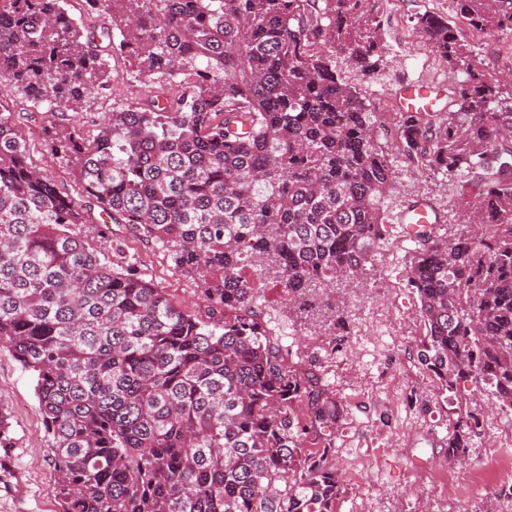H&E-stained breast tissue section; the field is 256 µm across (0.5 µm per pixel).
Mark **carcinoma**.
I'll return each instance as SVG.
<instances>
[{
    "label": "carcinoma",
    "mask_w": 512,
    "mask_h": 512,
    "mask_svg": "<svg viewBox=\"0 0 512 512\" xmlns=\"http://www.w3.org/2000/svg\"><path fill=\"white\" fill-rule=\"evenodd\" d=\"M129 72L155 85L84 138L54 123L81 198L33 168L0 112V351L35 379L59 512H334L344 405L268 336L261 300L323 336L339 288L386 239L392 172L375 115L336 73L381 75L385 0H96ZM67 0H0V84L62 118L112 78ZM477 32L512 31V0H448ZM467 81L448 111L398 131L430 170L463 173L461 223L419 233L408 269L417 359L512 413V103L447 20L416 17ZM197 278L198 316L72 233L105 219ZM448 459L480 419L458 407Z\"/></svg>",
    "instance_id": "carcinoma-1"
}]
</instances>
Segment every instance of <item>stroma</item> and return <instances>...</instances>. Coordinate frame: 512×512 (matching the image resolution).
I'll list each match as a JSON object with an SVG mask.
<instances>
[{"label":"stroma","mask_w":512,"mask_h":512,"mask_svg":"<svg viewBox=\"0 0 512 512\" xmlns=\"http://www.w3.org/2000/svg\"><path fill=\"white\" fill-rule=\"evenodd\" d=\"M424 12L446 17L498 79L502 98L512 97V34H472L463 19L449 13L448 0H385L382 75L368 79L344 64L336 66L343 79L365 90L368 111L393 127L399 121L403 83L448 85L461 80V73L440 64L415 28L414 17ZM99 44L112 81L73 117L87 137L95 134L99 119L111 111L113 103L126 97L121 87L128 69L124 55L108 39H100ZM0 104L22 114L17 130L30 162L71 195H79L73 164L50 150L43 131L48 124L45 105L6 84L0 85ZM385 151L394 172V190L387 202V238L361 280L347 290L342 326L335 335L320 336L289 325L278 291L271 290L265 303L273 315L269 333L274 338L288 336L294 363L315 366L346 408L332 456L343 483L336 512H478L495 490L512 485V414L496 409L487 390L470 381L461 384L457 394L442 395L417 364L419 301L407 284L416 244L405 238L397 222L412 200L426 196L442 211L445 234L459 233L456 179L442 172L419 175L395 145H386ZM117 238L124 244L118 263L165 288L179 308L199 313L197 281L177 270L167 252L146 246L127 230ZM464 400L479 410L482 427L470 462L460 465L448 459V417ZM0 410L10 416L11 452L21 472L12 485H0V512H56L51 442L42 423L35 381L4 353H0Z\"/></svg>","instance_id":"35a3bbf8"}]
</instances>
